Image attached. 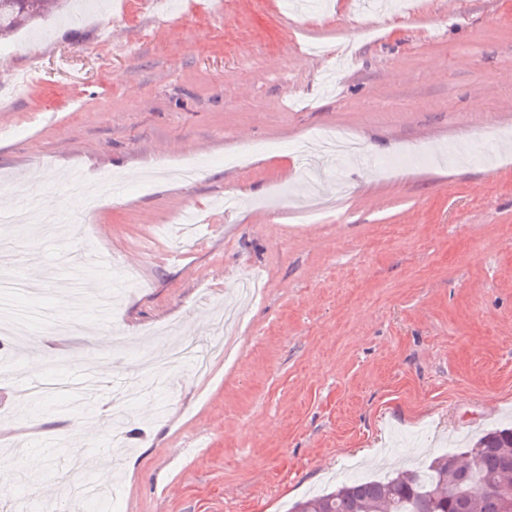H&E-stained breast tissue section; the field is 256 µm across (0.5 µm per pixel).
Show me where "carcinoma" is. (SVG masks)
<instances>
[{
	"label": "carcinoma",
	"instance_id": "1",
	"mask_svg": "<svg viewBox=\"0 0 512 512\" xmlns=\"http://www.w3.org/2000/svg\"><path fill=\"white\" fill-rule=\"evenodd\" d=\"M66 0H0V40L62 8ZM291 512H512V427L435 458L422 470L354 479L297 502Z\"/></svg>",
	"mask_w": 512,
	"mask_h": 512
}]
</instances>
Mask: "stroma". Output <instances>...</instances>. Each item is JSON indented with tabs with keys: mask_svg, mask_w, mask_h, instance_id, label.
<instances>
[{
	"mask_svg": "<svg viewBox=\"0 0 512 512\" xmlns=\"http://www.w3.org/2000/svg\"><path fill=\"white\" fill-rule=\"evenodd\" d=\"M346 131L371 166L322 155L315 207L303 180L320 130ZM194 159L188 182L176 171ZM103 181L93 222L66 176ZM37 174L62 233L29 234L20 305L72 311L81 332L32 325L0 339L16 378L44 363L104 367L88 480L113 497L88 512H289L305 496L460 452L512 424V0H406L368 15L349 0H84L0 42V199ZM206 218L169 256L182 210ZM109 265L111 316L76 290L58 252ZM237 311L229 352L198 376L127 395L135 349L168 331L207 353ZM127 351H115L113 333ZM75 408L25 405L0 381V422L42 443L0 504L67 512Z\"/></svg>",
	"mask_w": 512,
	"mask_h": 512,
	"instance_id": "1",
	"label": "stroma"
}]
</instances>
